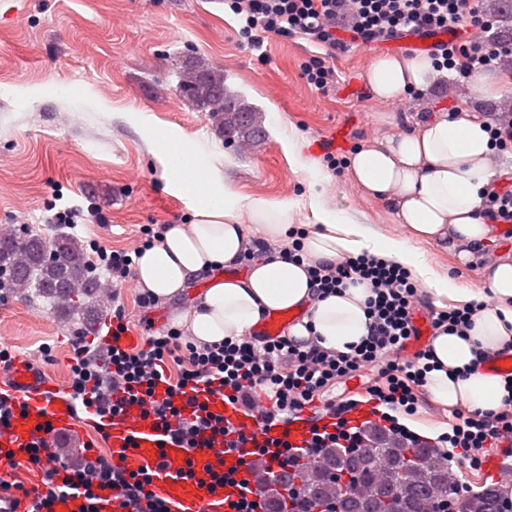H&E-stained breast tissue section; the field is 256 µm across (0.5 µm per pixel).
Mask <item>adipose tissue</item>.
<instances>
[{"mask_svg": "<svg viewBox=\"0 0 512 512\" xmlns=\"http://www.w3.org/2000/svg\"><path fill=\"white\" fill-rule=\"evenodd\" d=\"M431 68L426 57H381L373 62L367 81L378 100L390 101L420 86ZM158 142L166 156L164 178L180 179L199 203L194 222L170 225L162 242L137 258L135 273L141 290L159 301L177 297L192 282L207 281L193 305L173 315L198 343L249 335L264 313L303 307L308 314L289 328V336L346 352L368 334L365 301L371 290L360 284L318 297L310 287L309 268L366 252L409 269L435 305L452 302L472 308L469 330L439 332L430 342L440 364L427 375L430 399L484 412L502 408L507 395L503 378L469 369L476 353L490 355L512 343V253L484 257L493 234L483 210L484 196L504 176L492 161L494 145L485 122L465 112L453 119L435 112L400 136L350 154L351 180L381 201L393 223L407 226V237H375L363 225L316 203L312 211L318 227L302 238L301 260L264 258L242 276L231 272L247 244L241 212H248L263 236L274 238L291 229L290 207L240 198L230 188L216 185L204 168L178 177L168 155L169 135H160ZM429 242L442 245L463 263L484 260L481 285L467 288L434 273L418 250L419 244Z\"/></svg>", "mask_w": 512, "mask_h": 512, "instance_id": "adipose-tissue-1", "label": "adipose tissue"}]
</instances>
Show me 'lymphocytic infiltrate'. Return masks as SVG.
Here are the masks:
<instances>
[{
    "label": "lymphocytic infiltrate",
    "mask_w": 512,
    "mask_h": 512,
    "mask_svg": "<svg viewBox=\"0 0 512 512\" xmlns=\"http://www.w3.org/2000/svg\"><path fill=\"white\" fill-rule=\"evenodd\" d=\"M232 9L246 16L243 34L255 32L277 35L305 34L339 44V32L352 40L370 42L413 30L452 29L464 39L437 46L432 51L435 69H454L461 77L475 71L496 68L500 60L512 56V41L485 39L493 24L486 19L481 0H229ZM316 295L337 292L355 283L369 284L372 294L366 301L369 334L351 352L325 350L308 340L288 336L268 338L246 336L219 344H197L180 329L171 327L148 337L144 346L131 352L118 346L98 355L91 343L74 350L70 366L69 391L80 407L95 408L100 418H114L126 406L137 404L144 417L156 424H167L180 410L171 400L153 398L157 384H167L169 392L206 386L208 392L252 411L258 395L267 405L261 417L271 427L303 413L319 402L322 393L336 380L366 367L377 368L385 384L368 389L365 400L348 399L328 404L337 418L333 432L316 434L301 455L281 456L272 450L280 471H292L302 458L322 448H356L362 428L351 425L347 413L368 403L373 414L397 409L414 414L422 387L431 369L430 350L424 349L406 359L401 350L414 333L411 305L418 289L409 272L385 260L357 256L340 263L320 262L310 268ZM181 362L177 380L167 374L168 361ZM451 457L459 465L479 467L492 448L512 455V399L496 412L471 411L457 416L451 434L444 438ZM149 473L106 470L100 455L85 446L77 460L61 462L45 471L38 506L45 512L64 494L92 498L94 485L118 491L128 512H171L155 499Z\"/></svg>",
    "instance_id": "f902f5d3"
}]
</instances>
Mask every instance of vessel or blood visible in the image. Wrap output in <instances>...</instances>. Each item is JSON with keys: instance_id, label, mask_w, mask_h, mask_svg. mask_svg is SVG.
<instances>
[{"instance_id": "vessel-or-blood-1", "label": "vessel or blood", "mask_w": 512, "mask_h": 512, "mask_svg": "<svg viewBox=\"0 0 512 512\" xmlns=\"http://www.w3.org/2000/svg\"><path fill=\"white\" fill-rule=\"evenodd\" d=\"M446 30H431L410 35L406 47L415 52L433 50L439 43L451 39ZM297 312L280 310L269 314L259 328L261 335L275 337L293 321ZM16 399L17 411L9 425L0 426V477L28 490L29 495L19 503L21 512H27L35 499L34 491L41 484L44 470L55 468L56 462L49 447L54 436L72 432L75 415L60 388L45 377L29 369L25 361L15 360L10 379L0 387ZM223 417L234 434L244 435L245 441L236 448L215 443L209 448H186L174 441L179 420L191 416L200 403ZM181 411L180 418L170 419L168 426L155 425L142 415L140 406L126 407L113 418L103 455L107 464L127 472L155 469L165 464L166 473L154 480L151 490L157 499L165 501L172 512H237L242 499H254L257 483L255 470L264 465L275 469L269 455L260 451L268 439H277L281 445L307 447L312 439L305 419H296L265 430L259 412L243 413L222 402L220 398L206 397L203 392L186 391L175 399ZM42 449L41 463L25 464V450L31 446ZM193 461L195 478L179 475L185 461Z\"/></svg>"}]
</instances>
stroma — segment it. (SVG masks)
I'll list each match as a JSON object with an SVG mask.
<instances>
[{
	"label": "stroma",
	"mask_w": 512,
	"mask_h": 512,
	"mask_svg": "<svg viewBox=\"0 0 512 512\" xmlns=\"http://www.w3.org/2000/svg\"><path fill=\"white\" fill-rule=\"evenodd\" d=\"M242 25L224 0H0V229L30 225L54 235L53 210L94 207L105 223L87 219L70 227L82 243L134 251L146 224H189L198 199L167 184L156 143L160 133L202 145L200 167L244 198L290 204L294 222L313 229L311 202L345 212L379 237L406 230L391 223L382 203L348 177L311 183L329 158L407 132L424 114L453 106L486 119L512 110V69L491 95H476L453 70L426 74L420 87L392 101L376 99L366 75L379 42L331 49L315 37L260 34L259 46L240 35ZM198 56L224 72V83L259 111L260 142L226 143L217 123L175 94L179 64ZM329 67V91L310 85L303 69ZM296 141L300 154L289 153ZM431 268L473 288L481 263L461 264L435 243L419 246ZM99 333L115 308L143 346L150 330L172 326L174 310L194 301L186 292L152 308L140 303L135 277L111 285ZM90 331L78 316L55 312L45 299L0 294V344L38 372L68 381L72 344ZM50 345L51 360L41 348Z\"/></svg>",
	"instance_id": "35a3bbf8"
}]
</instances>
